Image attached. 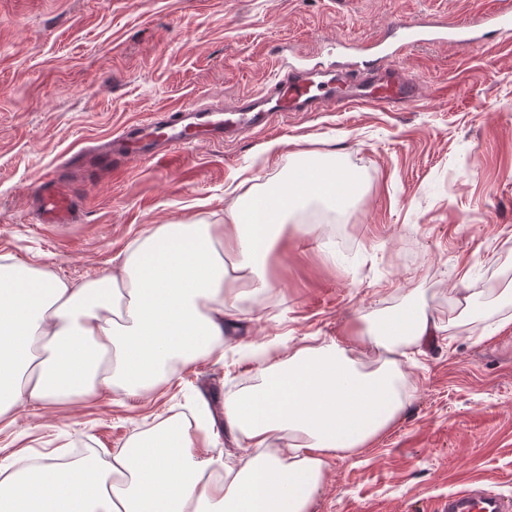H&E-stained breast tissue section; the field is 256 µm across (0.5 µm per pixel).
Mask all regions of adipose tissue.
Masks as SVG:
<instances>
[{
	"mask_svg": "<svg viewBox=\"0 0 512 512\" xmlns=\"http://www.w3.org/2000/svg\"><path fill=\"white\" fill-rule=\"evenodd\" d=\"M359 190L336 160L303 156L286 178L237 196L223 223L160 225L118 271L84 284L1 263L0 419L104 386L147 395L173 362L223 355L239 304L270 287L261 271L290 217L344 208ZM440 331L408 305L377 325L356 319L344 338L302 341L225 396L238 452L209 454L206 427L166 418L104 466H0V512H310L330 458L360 452L406 409L404 361Z\"/></svg>",
	"mask_w": 512,
	"mask_h": 512,
	"instance_id": "obj_1",
	"label": "adipose tissue"
}]
</instances>
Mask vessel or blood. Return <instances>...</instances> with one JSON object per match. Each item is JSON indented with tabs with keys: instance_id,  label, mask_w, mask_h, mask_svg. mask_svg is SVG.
<instances>
[{
	"instance_id": "vessel-or-blood-1",
	"label": "vessel or blood",
	"mask_w": 512,
	"mask_h": 512,
	"mask_svg": "<svg viewBox=\"0 0 512 512\" xmlns=\"http://www.w3.org/2000/svg\"><path fill=\"white\" fill-rule=\"evenodd\" d=\"M484 29L511 35L512 8L497 9L472 24L460 25L445 19L394 23L393 47L372 44L352 59L325 66L279 67L275 80L245 95L240 106L174 108L155 123L154 140H145L144 125L135 123L91 153H75L71 162L77 167L107 172L130 157L136 146L142 154L154 155L197 140L230 142L243 133L266 130L277 118L294 112H323L354 105H409L419 101L422 85L402 67L404 53L435 43L467 48L478 44L477 33ZM35 198L40 223L79 222L67 190L57 180H40L35 186ZM435 512H512V498L473 484L450 494Z\"/></svg>"
}]
</instances>
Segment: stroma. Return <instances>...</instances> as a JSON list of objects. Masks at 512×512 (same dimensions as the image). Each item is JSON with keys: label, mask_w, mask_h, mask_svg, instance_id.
<instances>
[{"label": "stroma", "mask_w": 512, "mask_h": 512, "mask_svg": "<svg viewBox=\"0 0 512 512\" xmlns=\"http://www.w3.org/2000/svg\"><path fill=\"white\" fill-rule=\"evenodd\" d=\"M499 0H0V257L77 285L120 266L159 224L224 216L228 186L283 177L297 154L333 153L363 192L293 216L266 262L271 293L243 302L224 356L175 365L148 397L102 389L74 406L27 404L0 421V464L50 454L108 459L167 417L213 425L233 450L224 396L254 385L268 348L338 337L418 302L440 324L459 311L461 277L478 317L450 326L406 362L412 401L361 453L331 460L312 512H428L476 483L512 496V39L459 49L424 44L403 63L423 100L293 114L265 132L198 142L170 160L130 157L111 174L65 160L125 125L192 103L229 104L264 86L281 61L337 58L388 40L397 19L476 21ZM63 177L79 224H42L39 178ZM341 236L356 258L327 259Z\"/></svg>", "instance_id": "obj_1"}]
</instances>
